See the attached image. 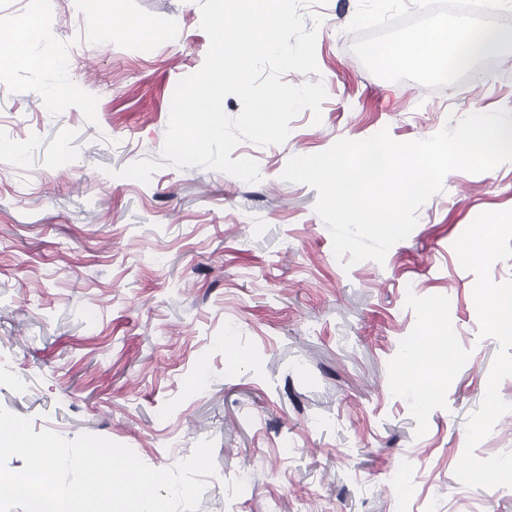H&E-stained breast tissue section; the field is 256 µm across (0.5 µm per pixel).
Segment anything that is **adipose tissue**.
<instances>
[{"label":"adipose tissue","mask_w":512,"mask_h":512,"mask_svg":"<svg viewBox=\"0 0 512 512\" xmlns=\"http://www.w3.org/2000/svg\"><path fill=\"white\" fill-rule=\"evenodd\" d=\"M41 32L38 22L28 19L10 34L9 39L15 46L10 60L11 65L28 68L49 67L57 70V63H46L45 60L33 54L30 46ZM451 340L448 328L438 320H431L424 338L409 349L399 382L402 386L415 388L427 397H434L439 391L444 369L433 359L437 348H450Z\"/></svg>","instance_id":"1"}]
</instances>
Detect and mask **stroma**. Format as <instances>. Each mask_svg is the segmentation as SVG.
I'll return each instance as SVG.
<instances>
[{"label": "stroma", "mask_w": 512, "mask_h": 512, "mask_svg": "<svg viewBox=\"0 0 512 512\" xmlns=\"http://www.w3.org/2000/svg\"><path fill=\"white\" fill-rule=\"evenodd\" d=\"M357 0L306 10L322 121L240 143L261 179L160 160L177 82L209 46L198 0H121L173 34L102 43L99 0H0V35L37 16L63 75L0 76V405L34 431L102 436L156 469L214 442L198 512H512V162L449 173L384 262L343 268L288 159L380 130L408 142L470 113L512 111V44L438 90L371 74L346 27ZM80 26H73V18ZM480 224L497 257L462 261ZM437 311L454 356L429 403L402 357ZM497 403L487 407V391Z\"/></svg>", "instance_id": "35a3bbf8"}]
</instances>
